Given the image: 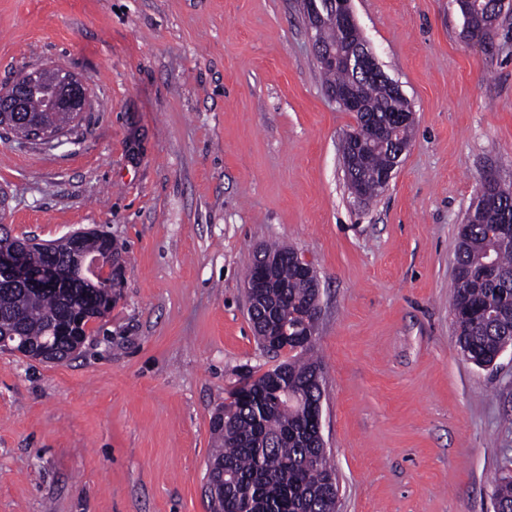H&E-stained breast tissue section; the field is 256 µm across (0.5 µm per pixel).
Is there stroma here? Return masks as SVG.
Here are the masks:
<instances>
[{
    "instance_id": "stroma-1",
    "label": "stroma",
    "mask_w": 512,
    "mask_h": 512,
    "mask_svg": "<svg viewBox=\"0 0 512 512\" xmlns=\"http://www.w3.org/2000/svg\"><path fill=\"white\" fill-rule=\"evenodd\" d=\"M415 116L369 202L344 176L302 0H0V87L62 66L88 112L66 143L0 139V224L108 233L125 260L79 353L0 352V512H209L211 419L258 345L245 272L304 252L337 512H493L512 475V354L455 345L458 227L483 175L512 184V19L481 39L453 0H353Z\"/></svg>"
}]
</instances>
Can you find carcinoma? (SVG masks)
I'll return each mask as SVG.
<instances>
[{
    "label": "carcinoma",
    "instance_id": "cac0c4a2",
    "mask_svg": "<svg viewBox=\"0 0 512 512\" xmlns=\"http://www.w3.org/2000/svg\"><path fill=\"white\" fill-rule=\"evenodd\" d=\"M466 32L488 35L482 5L484 0H455ZM318 42L334 47L344 34L334 24L316 31ZM326 89L343 86L352 76L322 64ZM364 124H380L397 106L384 81L362 79ZM50 95L37 88L27 98L29 111L6 112L0 117L4 134L36 122L66 133L73 123L68 112L44 111ZM389 163L388 149L374 146L355 157L349 181L356 192L369 198L384 189L379 179ZM512 222V185L500 180L479 193L459 233L458 272L453 293L464 307L454 315L456 346L476 366L490 364L499 350L512 342V234L498 228ZM118 247L104 232H88L82 240L62 237L51 243V252L28 245L0 225V251L13 254L17 263L38 266L71 259L81 251ZM492 250L498 261L499 277L478 276L480 257ZM256 255L273 256L269 270L280 288H267L248 309L251 321L280 323L288 335L272 336L279 347H288V358L260 375L249 374L250 382L228 392L227 403L216 413L223 415L211 427L214 445L208 462L214 466L216 494L223 512H336L331 492L335 468L327 450L320 447L316 411L323 396V366L314 356L318 331V282L305 278L295 263V249L283 244L260 246ZM112 301L99 295L89 283L72 280L66 286L32 290L23 283L0 281V326L16 330L31 346L50 338L53 328H68L71 336L86 335L87 324L104 317ZM496 512H512V476L496 480Z\"/></svg>",
    "mask_w": 512,
    "mask_h": 512
}]
</instances>
